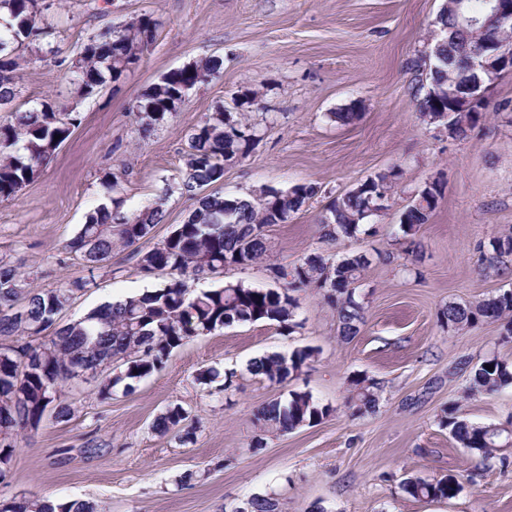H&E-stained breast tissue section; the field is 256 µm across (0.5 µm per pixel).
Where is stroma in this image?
<instances>
[{
    "mask_svg": "<svg viewBox=\"0 0 512 512\" xmlns=\"http://www.w3.org/2000/svg\"><path fill=\"white\" fill-rule=\"evenodd\" d=\"M444 0H44L37 41L23 59L15 104L49 100L80 113L81 123L39 178L0 201V260L20 266L34 287L56 288L79 277L95 285L60 315L79 319L118 297L162 283L138 273L129 251L115 249L106 267L89 270L68 242L89 214L118 203L133 214L165 197V220L139 249L161 243L193 202L180 189L187 138L216 107L234 109L259 91L248 112L260 138L242 160L225 166L221 191L257 194L311 183L318 193L292 219L267 232L273 263L293 266L312 253L371 258L357 299L365 310L359 334L337 332L335 311L315 290H298V329L280 334L264 323L234 325L190 339L162 371L133 393L115 388L101 399L95 380H74L64 396L69 420L45 418L24 431L0 502L48 498L89 502L94 512H231L255 496L278 499L282 512H512V444L479 462L440 427L448 405L473 424L512 421V386L466 395L463 359L498 357L512 365V338L499 324L459 330L441 326L449 304H473L512 290V271L480 261L493 240L512 234V74L488 95V116L465 136L450 138L424 120L411 94L410 66L423 50ZM149 15L160 21L155 44L139 66L92 99H78L72 60L89 35ZM224 59L220 74L194 90L178 112L141 137L133 106L169 71L201 58ZM358 102V120L332 113ZM400 168L389 211L370 233L334 242L320 237L325 205L357 181ZM120 188L108 193L109 174ZM444 195L418 233V256L404 252L400 216L431 180ZM299 347L313 350L295 380L273 385L249 362ZM234 372L231 391L198 383L206 368ZM378 383L379 401L357 410L351 381ZM310 392L330 413L290 432H259L263 404ZM178 405L196 428L192 443L152 428ZM103 443L90 455L89 441ZM262 448H255V441ZM455 476L456 497L426 502L405 493L409 477Z\"/></svg>",
    "mask_w": 512,
    "mask_h": 512,
    "instance_id": "35a3bbf8",
    "label": "stroma"
}]
</instances>
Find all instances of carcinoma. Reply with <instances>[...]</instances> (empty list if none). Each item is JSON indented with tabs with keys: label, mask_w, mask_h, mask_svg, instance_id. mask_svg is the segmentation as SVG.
Segmentation results:
<instances>
[{
	"label": "carcinoma",
	"mask_w": 512,
	"mask_h": 512,
	"mask_svg": "<svg viewBox=\"0 0 512 512\" xmlns=\"http://www.w3.org/2000/svg\"><path fill=\"white\" fill-rule=\"evenodd\" d=\"M3 8L8 10L10 21L5 23V30H0V107H7L17 95L19 68L18 57L10 46L19 48L40 35L41 0H0V10ZM158 29L157 20L143 15L89 36L72 62L76 96H96L108 83L119 79L123 63L141 59L156 41ZM468 40L470 36L458 30L455 39L442 46L439 53L445 59L453 58L461 67L466 59L462 50ZM223 67L222 57L209 56L163 75L137 102L139 130L146 133L165 122L179 111L184 94L219 74ZM413 97L424 117L448 108L445 96L435 97L419 90ZM482 120L480 115L462 112L450 135L460 137ZM80 122L79 113L66 112L47 100L32 109L11 111V120L0 124V200L16 196L37 179ZM256 140V126L248 122L245 113L222 108L207 113L191 130L181 190L194 200V207L161 244L132 252L138 272L170 275L157 288L127 296L58 326L57 315L93 280L76 278L62 288L35 289L24 272L0 261V346L6 348L0 352L1 433L36 430L50 409L57 420L71 416V405L61 400L62 387L75 379L72 371L63 369L67 363L93 366L105 356L112 357L120 371L103 378L99 386V395L110 399L117 386L131 392L135 383L161 371L172 351L192 337L255 322L268 323L289 335L299 327L293 292L300 287L322 293L336 310L339 333L344 339L358 335L364 323V307L356 300L355 291L361 272L369 264L364 253L338 260L313 253L291 270L269 265L274 280L287 281L284 288L255 289L227 282L195 296L189 294L191 279L218 277L231 263L246 268L266 261V228L287 223L316 195V187L311 184L264 190L260 202L211 189L224 179V166L245 157ZM399 176L394 169L380 172L363 180L360 191L349 190L334 198L321 217V237L335 241L356 236L369 199L392 189ZM442 194L443 185L438 183L430 192L415 195L406 207L400 218L406 250L414 252L420 247L416 235L429 222ZM162 204L159 198L139 213L123 218L119 211L103 206L89 215L68 248L80 254L90 268H101L112 258L115 248L133 246L151 235L163 220ZM491 247L481 260L498 270L509 269L512 235L495 240ZM479 320L501 322V335L511 338L512 290L473 306L450 304L440 313L441 324L449 328L473 325ZM52 326L53 336L40 343L44 348L42 361L26 364V356L37 355V348L27 338L39 336ZM312 356L309 347L296 348L289 355L272 353L250 361L249 371L272 384L284 385L299 377ZM453 373L467 375V391L472 395L496 392L512 384V369L495 357L474 365L463 360ZM221 376L222 390L226 392L233 387V372L222 375L213 368L205 369L198 373L197 381L211 383ZM351 386L353 398L364 409L377 406V383L358 377ZM328 411L309 392L293 390L287 403L271 401L258 410L255 419L262 428L291 431L322 420ZM186 420L182 407H170L155 419L153 429L161 434L175 430L179 440L186 443L195 434L193 427L184 425ZM439 424L482 461L503 434L509 433L507 428L474 425L454 406L443 410ZM403 490L420 500H449L456 496L459 485L451 475L431 481L408 478ZM247 508L249 512H278V501L255 497ZM0 512H93V508L78 500L58 504L49 499L22 498L0 504Z\"/></svg>",
	"instance_id": "1"
}]
</instances>
